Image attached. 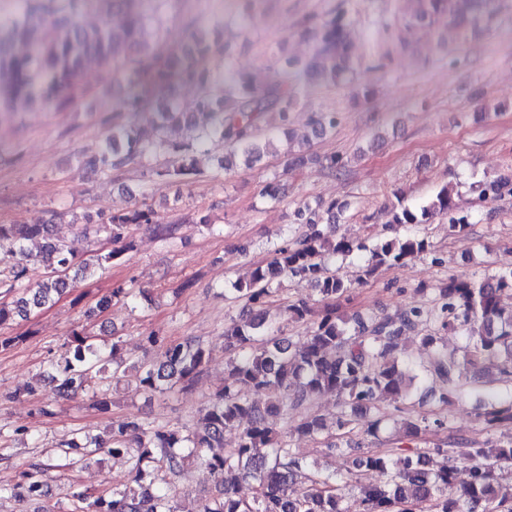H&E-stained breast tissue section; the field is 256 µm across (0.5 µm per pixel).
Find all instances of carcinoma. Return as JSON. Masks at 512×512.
<instances>
[{"label": "carcinoma", "instance_id": "carcinoma-1", "mask_svg": "<svg viewBox=\"0 0 512 512\" xmlns=\"http://www.w3.org/2000/svg\"><path fill=\"white\" fill-rule=\"evenodd\" d=\"M16 11L10 25H0L1 36H13L28 46L24 55L4 51L0 40V67L9 73L0 84V104L44 105L63 112L73 104L81 62L96 56L105 69L121 74L134 92L112 108L105 119V147L97 164L110 171L120 166L167 152L177 159L156 171L168 180L196 172L194 146L173 145L160 138L144 142L139 136L138 116L164 102L163 109L150 113L162 130L178 118L172 87L181 82L206 80L207 62L213 56L203 36L189 32L187 50L163 54L157 44L164 34L155 14L167 0H14ZM419 9L413 22L424 24L446 14L461 28L475 19V11L487 0H416ZM100 9V24L92 29L77 25V17L87 8ZM53 24L59 37L46 44L42 27ZM349 22L338 13L313 23L315 59L321 73L332 78L350 69L352 46L347 38ZM298 102L296 87L284 80L257 90L249 78L236 71L215 92L205 90L201 98L206 124L196 140L218 134L244 165L261 160L258 120L265 112L279 113L287 125ZM311 123L323 132L336 128V114L317 112ZM459 184H445L422 205L395 210L391 223L398 226L427 224L437 215L448 216V234L462 236L473 224V216L458 210L455 196ZM478 203L512 197V177L486 180L470 185ZM308 230L277 249L265 264L256 265L247 281L235 288L237 298L251 310L249 316L224 332V386L209 398L190 434L149 421L121 420L112 423V435L99 439L88 434L76 436L66 447L80 451L69 466L83 464L103 453L119 456L136 449L132 456L131 482L112 491H95L80 483L70 484L68 512H177L172 490L154 487L151 475L164 468L175 477L184 474L190 460L206 468L213 488L200 512H345L344 491L353 479L368 470L387 475L380 485L361 487L364 512H512V485L498 480L497 471L512 469V395H494L484 402L478 419L490 435L485 444L457 438L446 418L430 419L405 406L416 376L409 374L400 359L402 337L415 335L420 327L430 328L421 337L425 348L435 350L429 375L443 385L438 402L446 404L457 396L467 374L478 383V369L501 360L500 382L512 383V308L504 309L500 297L512 294V268L482 279L450 277L436 289L430 308L410 306L396 317H363L336 313V301H350L352 286L323 265L328 256L369 254L364 276L378 268L401 267L428 251L429 241L418 235H396L372 245L345 238L328 240L317 229L322 223L319 210L305 203L299 208ZM149 224L162 238H172L176 225L160 224L154 212L134 207L111 213L97 231L112 248L85 259H77L68 246L53 237L45 223L0 224V277L8 282L11 300L0 301V327L26 318L36 309L58 300L68 288L112 266L130 249L128 236L135 225ZM41 240L34 253L28 243ZM301 276L314 281L324 308L312 322L306 342L297 347L281 335V327L268 321L262 308L270 295L271 280ZM284 312L290 321H301L313 309L304 299L289 303ZM441 331L460 332L467 338L462 359L448 358L436 351ZM157 357L151 362L116 364L112 375L134 378L143 388L163 393L194 386L209 362L204 345L194 340L167 341L151 337ZM109 362L106 345L81 329H74L61 354L48 362L56 394L62 398L86 390L89 375L104 373ZM264 392L262 404L244 394L243 389ZM334 393L339 414L336 427L351 432L376 402H388L400 413L410 441H418L429 429L444 435L434 451L447 456L446 463L432 466L431 451L417 450L397 461L389 455L366 448L355 449L356 457L341 481L332 474L312 472L288 448L292 434L314 439L326 430L323 418L310 408L315 397ZM279 416L283 431L268 423ZM239 429L237 446L224 447V431ZM469 463L468 481L457 486L454 462ZM51 465L32 463L19 472L12 485H0L1 493L19 498L42 496ZM253 480V495L236 496L241 479Z\"/></svg>", "mask_w": 512, "mask_h": 512}]
</instances>
